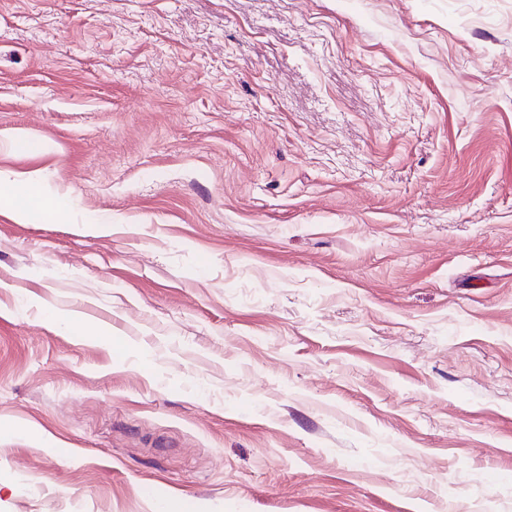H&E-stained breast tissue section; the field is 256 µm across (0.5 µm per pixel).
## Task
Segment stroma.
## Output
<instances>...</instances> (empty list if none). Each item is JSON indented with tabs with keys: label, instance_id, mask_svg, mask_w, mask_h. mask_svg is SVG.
<instances>
[{
	"label": "stroma",
	"instance_id": "35a3bbf8",
	"mask_svg": "<svg viewBox=\"0 0 512 512\" xmlns=\"http://www.w3.org/2000/svg\"><path fill=\"white\" fill-rule=\"evenodd\" d=\"M29 172L0 512H512V0H0ZM10 203L11 210L18 220L23 221L29 212L38 213L48 223L63 221L70 203L59 196H49L43 189L38 174L28 176L25 180L15 181L2 196L0 189V202Z\"/></svg>",
	"mask_w": 512,
	"mask_h": 512
}]
</instances>
